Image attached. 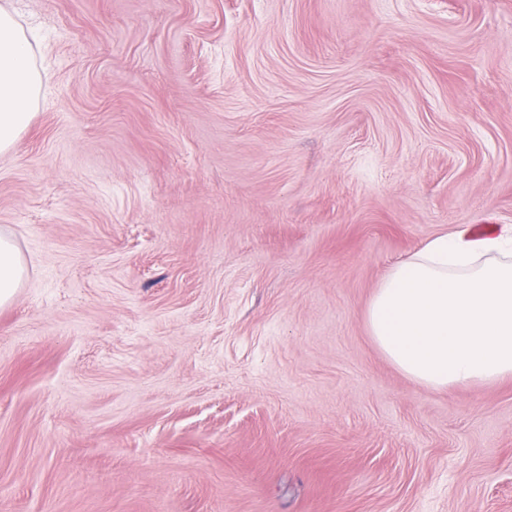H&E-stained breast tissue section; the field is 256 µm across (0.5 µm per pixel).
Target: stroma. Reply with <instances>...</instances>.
<instances>
[{
  "instance_id": "35a3bbf8",
  "label": "stroma",
  "mask_w": 512,
  "mask_h": 512,
  "mask_svg": "<svg viewBox=\"0 0 512 512\" xmlns=\"http://www.w3.org/2000/svg\"><path fill=\"white\" fill-rule=\"evenodd\" d=\"M48 90L0 155V512H512V379L365 326L512 224V0H9ZM26 275V261L15 240L0 232V308L13 302Z\"/></svg>"
}]
</instances>
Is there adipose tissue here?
<instances>
[{"instance_id":"ef3b65f1","label":"adipose tissue","mask_w":512,"mask_h":512,"mask_svg":"<svg viewBox=\"0 0 512 512\" xmlns=\"http://www.w3.org/2000/svg\"><path fill=\"white\" fill-rule=\"evenodd\" d=\"M34 47L0 0V155L28 129L43 97ZM27 275L11 235L0 232V308ZM370 336L407 377L432 389L512 377V226L481 240L457 229L396 262L366 312Z\"/></svg>"}]
</instances>
